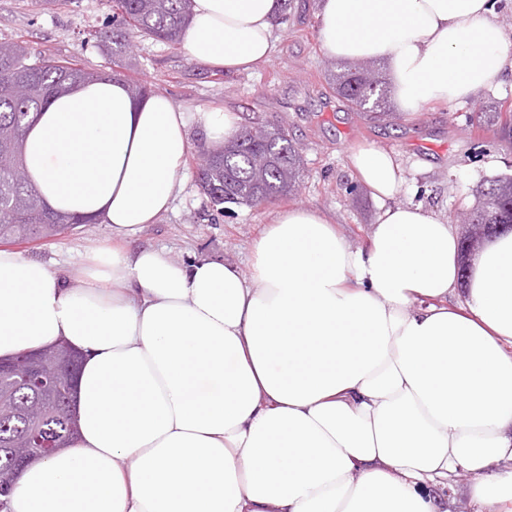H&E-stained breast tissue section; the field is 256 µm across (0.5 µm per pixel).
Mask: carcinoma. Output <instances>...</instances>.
Segmentation results:
<instances>
[{"label":"carcinoma","mask_w":512,"mask_h":512,"mask_svg":"<svg viewBox=\"0 0 512 512\" xmlns=\"http://www.w3.org/2000/svg\"><path fill=\"white\" fill-rule=\"evenodd\" d=\"M193 0H112L118 31H96L90 38L112 57L111 75L122 78L123 53L130 35L143 33L169 45L180 43ZM76 63L52 58H28L21 44L0 43V242L16 243L52 238L94 223L89 218L60 215L41 200L25 171L23 147L37 113L59 94L93 79ZM336 93L362 112L385 111L382 77L369 61L357 60L332 74ZM209 163L197 168L200 190L218 210L245 205L261 197L268 201L290 193L301 174V155L279 128L247 127L222 152H206ZM474 224H512V177L487 181L478 205L470 211ZM41 404L43 434L65 430L60 399L52 402L28 386L0 388V444L28 429L25 410Z\"/></svg>","instance_id":"obj_1"}]
</instances>
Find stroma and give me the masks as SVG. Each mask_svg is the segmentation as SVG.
Masks as SVG:
<instances>
[{"mask_svg":"<svg viewBox=\"0 0 512 512\" xmlns=\"http://www.w3.org/2000/svg\"><path fill=\"white\" fill-rule=\"evenodd\" d=\"M287 16L276 27L272 55L254 71L238 74L191 61L181 45L147 36L130 40L124 56L127 79L148 83L189 112L227 107L243 121L282 128L300 146L303 170L287 197L217 213L195 181L197 157L206 143L199 131H191L171 209L131 235L128 247L161 249L178 262L221 259L246 271L259 232L276 211L294 206L326 213L352 247H365L378 204L350 163V152L359 145L389 151L404 169L407 183L396 203L439 213L459 233L464 227L456 215L476 206L483 181L512 175V141L504 139L494 113L500 105L512 109V79L462 104L433 103L400 112L390 100L386 113L361 112L337 95L328 78L334 61L320 46L316 0H291ZM112 24L107 0H68L45 12L31 0H0V42L19 43L31 53L90 71L110 70L112 61L85 38ZM111 242L110 225L99 223L23 243L17 250L66 276L90 252Z\"/></svg>","mask_w":512,"mask_h":512,"instance_id":"stroma-1","label":"stroma"}]
</instances>
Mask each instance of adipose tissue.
I'll return each mask as SVG.
<instances>
[{
  "mask_svg": "<svg viewBox=\"0 0 512 512\" xmlns=\"http://www.w3.org/2000/svg\"><path fill=\"white\" fill-rule=\"evenodd\" d=\"M284 0H194L193 61L254 70ZM338 61L382 62L403 112L502 85L512 43L492 0H319ZM222 150L230 109L190 114L103 78L53 99L30 130L29 179L53 210L102 220L112 248L77 284L0 249V357L67 341L82 355L70 448L32 465L12 512H512V232L471 261L443 216L392 199L393 155H351L381 206L366 247L320 211L276 213L251 270L181 263L122 241L174 199L189 126ZM468 490L467 479L463 476H460L448 486V511H473Z\"/></svg>",
  "mask_w": 512,
  "mask_h": 512,
  "instance_id": "1",
  "label": "adipose tissue"
}]
</instances>
